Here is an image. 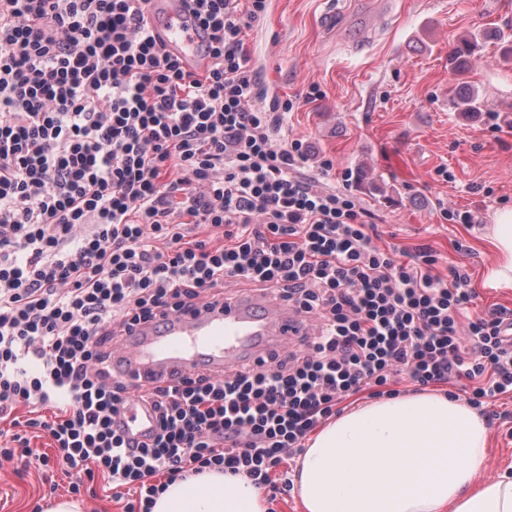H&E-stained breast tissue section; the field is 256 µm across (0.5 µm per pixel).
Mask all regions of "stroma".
Segmentation results:
<instances>
[{
    "mask_svg": "<svg viewBox=\"0 0 512 512\" xmlns=\"http://www.w3.org/2000/svg\"><path fill=\"white\" fill-rule=\"evenodd\" d=\"M336 12L335 24L325 22ZM478 37V59L463 77L448 67L460 37ZM512 0H270L246 46L265 99L315 91L286 114L277 136L299 138L332 159L326 184L348 189L376 224L382 246L431 249L435 269L464 267L479 307L512 309V288L485 281L495 210L512 204ZM468 85L484 99L470 116L450 104ZM447 168L452 180L439 176ZM384 192H376V185ZM468 211L469 224L450 221ZM485 478L512 469V394L495 404ZM61 468L25 476L0 469V512H32L66 496Z\"/></svg>",
    "mask_w": 512,
    "mask_h": 512,
    "instance_id": "35a3bbf8",
    "label": "stroma"
}]
</instances>
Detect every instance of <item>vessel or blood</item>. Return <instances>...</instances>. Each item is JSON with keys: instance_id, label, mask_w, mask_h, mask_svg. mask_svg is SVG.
Wrapping results in <instances>:
<instances>
[{"instance_id": "vessel-or-blood-1", "label": "vessel or blood", "mask_w": 512, "mask_h": 512, "mask_svg": "<svg viewBox=\"0 0 512 512\" xmlns=\"http://www.w3.org/2000/svg\"><path fill=\"white\" fill-rule=\"evenodd\" d=\"M147 18L156 40L180 57L187 71L205 65L209 37L194 27L181 0H149ZM309 331L307 317L287 301L245 294L142 325L113 350L110 362L112 374L129 391L119 417L121 431L126 438L144 441L155 430L143 386L203 365L220 377L229 367L270 359Z\"/></svg>"}]
</instances>
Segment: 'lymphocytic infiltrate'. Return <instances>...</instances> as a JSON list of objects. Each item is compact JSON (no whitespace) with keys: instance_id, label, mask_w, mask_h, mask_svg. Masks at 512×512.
Here are the masks:
<instances>
[{"instance_id":"lymphocytic-infiltrate-1","label":"lymphocytic infiltrate","mask_w":512,"mask_h":512,"mask_svg":"<svg viewBox=\"0 0 512 512\" xmlns=\"http://www.w3.org/2000/svg\"><path fill=\"white\" fill-rule=\"evenodd\" d=\"M146 0H0V467L102 477L152 512L176 480L218 469L280 494L271 474L347 399L466 381L489 412L512 391V310L480 311L469 275L421 248L374 244L357 198L325 186L295 103L257 106L246 31L268 0H183L210 57L186 72ZM320 318L271 362L149 385L150 442L113 427L127 390L110 347L215 298L225 281ZM45 433L35 454L26 430Z\"/></svg>"}]
</instances>
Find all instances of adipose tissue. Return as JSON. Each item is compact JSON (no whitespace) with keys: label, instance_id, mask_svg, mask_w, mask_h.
Returning a JSON list of instances; mask_svg holds the SVG:
<instances>
[{"label":"adipose tissue","instance_id":"adipose-tissue-1","mask_svg":"<svg viewBox=\"0 0 512 512\" xmlns=\"http://www.w3.org/2000/svg\"><path fill=\"white\" fill-rule=\"evenodd\" d=\"M488 279L512 288V207L493 216ZM488 427L467 403L436 393L379 399L327 423L293 483L304 512H512V473L485 480ZM152 512H266L243 475L175 481Z\"/></svg>","mask_w":512,"mask_h":512}]
</instances>
